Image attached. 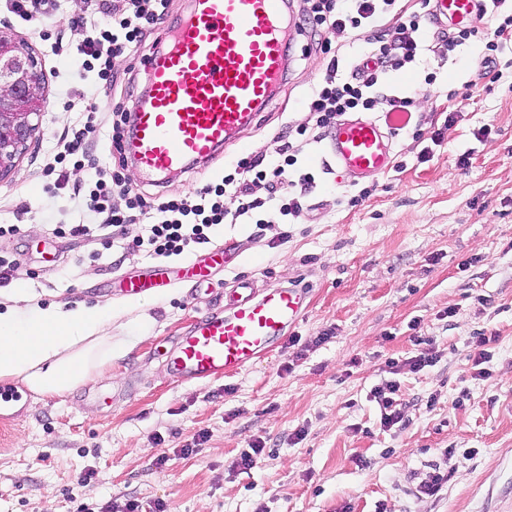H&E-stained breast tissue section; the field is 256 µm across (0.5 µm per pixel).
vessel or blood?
Masks as SVG:
<instances>
[{"label":"vessel or blood","mask_w":512,"mask_h":512,"mask_svg":"<svg viewBox=\"0 0 512 512\" xmlns=\"http://www.w3.org/2000/svg\"><path fill=\"white\" fill-rule=\"evenodd\" d=\"M483 3L431 0L432 22L443 31L475 26ZM287 10L288 0H191L188 14L142 61L145 91L132 105L126 144L140 173L164 177L206 164L254 126L287 69ZM402 119L399 113L341 119L326 136L337 171L360 180L387 172L392 131ZM226 254L216 247L181 272L160 266L114 286L129 299L161 296L180 277L201 286L211 269L225 265ZM306 305V289L259 293L252 279H238L223 312L201 314L177 336L165 366L188 382L238 374L287 338ZM25 400L20 387L0 382V420L13 419L14 407Z\"/></svg>","instance_id":"1"}]
</instances>
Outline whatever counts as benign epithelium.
Returning <instances> with one entry per match:
<instances>
[{
  "label": "benign epithelium",
  "mask_w": 512,
  "mask_h": 512,
  "mask_svg": "<svg viewBox=\"0 0 512 512\" xmlns=\"http://www.w3.org/2000/svg\"><path fill=\"white\" fill-rule=\"evenodd\" d=\"M45 103L46 76L37 57L0 32V180L35 139Z\"/></svg>",
  "instance_id": "1"
}]
</instances>
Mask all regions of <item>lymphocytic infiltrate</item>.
I'll return each mask as SVG.
<instances>
[{
  "mask_svg": "<svg viewBox=\"0 0 512 512\" xmlns=\"http://www.w3.org/2000/svg\"><path fill=\"white\" fill-rule=\"evenodd\" d=\"M506 0H489V25L460 29L450 35L427 34L430 0L422 8L407 11L399 0H304L293 21L307 33L312 46L323 56V71L307 96L305 121L285 126L271 139V155L240 157L233 172L206 182L193 195L155 198L135 189L123 171L127 165L125 144L130 137V112L122 109L111 115V169L95 168L91 189L82 200L87 211L101 215L104 248L114 247L125 236L128 224H141L142 233L129 244V251H146L157 258L186 255L208 243L213 229L223 224L300 223L304 198L316 188V177L299 163L300 157L349 112H372L384 107L388 112H413L417 93L399 96L387 87L389 76L401 74L417 59L447 56L458 43L483 40L488 53L480 60L483 74L490 81L501 76L495 50L512 41V13L501 14ZM169 0H101L100 9L108 18L100 23L91 17L67 21L69 39L65 51L82 59L85 71L96 72L110 81L117 57L138 45L144 28L161 23L168 13ZM353 30L366 47L349 63H342L338 52L323 41L326 30ZM85 114L73 126L64 128L61 146L52 162L44 167L50 189L62 188L67 165H81L87 141L96 139L99 125L94 120L95 103L84 106ZM264 186L266 196L255 193ZM125 199L124 208L111 204L113 195ZM233 196L235 209H227L225 198Z\"/></svg>",
  "mask_w": 512,
  "mask_h": 512,
  "instance_id": "1",
  "label": "lymphocytic infiltrate"
}]
</instances>
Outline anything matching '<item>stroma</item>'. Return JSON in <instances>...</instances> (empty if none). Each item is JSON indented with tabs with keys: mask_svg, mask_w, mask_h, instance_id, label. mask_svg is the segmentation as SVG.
I'll return each instance as SVG.
<instances>
[{
	"mask_svg": "<svg viewBox=\"0 0 512 512\" xmlns=\"http://www.w3.org/2000/svg\"><path fill=\"white\" fill-rule=\"evenodd\" d=\"M58 3L51 24L0 5V31L32 47L47 78L37 139L0 181V225L20 227L0 237V254L18 264L0 285V312L111 303L112 363L63 395L28 394L17 418L0 425V512H75L72 488L97 508L135 499L145 512L160 501L171 512H512V53L500 52L507 67L488 92L476 67L487 49L471 41L392 78L396 89L421 88L422 118L443 133L431 161L417 160L423 142L395 137L392 168L350 207L337 199L353 178L327 171L316 145L307 162L318 188L302 223L218 227L211 245L234 241L238 254L209 290L181 285L131 301L107 283L152 257L103 251L94 231L53 236L55 225L99 218L48 191L42 170L82 99L105 117L131 107L123 76L156 36L117 59V81L100 87L80 57L55 50L60 23L93 12L95 0ZM322 62L297 33L286 83L241 144L162 185L142 182L132 166L126 178L155 197L185 195L240 156L265 152L285 119L306 117ZM242 276L260 289L307 287L301 319L236 375L177 380L164 352L200 313L223 310ZM481 334L492 342L478 367ZM418 335L437 359L414 372ZM393 383L406 417L385 428L374 392ZM200 433L198 452L183 454ZM256 440L261 458L240 471L236 460ZM161 456L169 462L159 470ZM437 471L448 475L443 489L420 494Z\"/></svg>",
	"mask_w": 512,
	"mask_h": 512,
	"instance_id": "stroma-1",
	"label": "stroma"
}]
</instances>
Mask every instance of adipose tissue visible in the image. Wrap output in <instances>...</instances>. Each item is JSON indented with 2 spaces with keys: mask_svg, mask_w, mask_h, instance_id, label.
<instances>
[{
  "mask_svg": "<svg viewBox=\"0 0 512 512\" xmlns=\"http://www.w3.org/2000/svg\"><path fill=\"white\" fill-rule=\"evenodd\" d=\"M112 360V305L0 313V378L64 393Z\"/></svg>",
  "mask_w": 512,
  "mask_h": 512,
  "instance_id": "obj_1",
  "label": "adipose tissue"
}]
</instances>
